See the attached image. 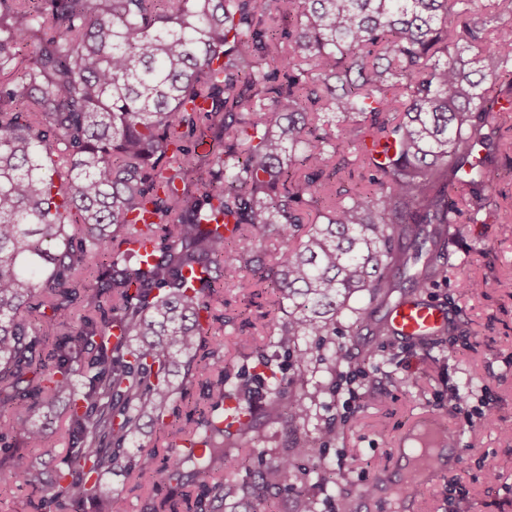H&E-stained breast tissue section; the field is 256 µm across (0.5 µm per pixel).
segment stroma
Listing matches in <instances>:
<instances>
[{
  "instance_id": "35a3bbf8",
  "label": "stroma",
  "mask_w": 512,
  "mask_h": 512,
  "mask_svg": "<svg viewBox=\"0 0 512 512\" xmlns=\"http://www.w3.org/2000/svg\"><path fill=\"white\" fill-rule=\"evenodd\" d=\"M499 125L502 146L487 164L499 211L476 224L468 214L459 216L460 233L448 245V278L424 291L452 312L451 329L409 343L365 329L353 334L340 317L335 335L308 337L311 346L337 349L336 369L353 374L354 390L333 392L332 376L318 371L316 378L327 390L313 405L306 429L312 451L296 458L292 477L258 503V512H293L301 492L321 500L335 496L336 512H393L403 482L395 473L393 451L414 420L424 415L440 418L460 436L455 452L464 463L458 471L434 467L419 492L405 497L403 512H450L458 497L469 500L471 512H512V289L500 285L512 279V227L498 218L499 212L512 211V114L502 116ZM241 276L249 289L225 285L211 310L213 328L224 339V367L231 373L268 347L267 316L279 297L252 267H245ZM467 277L484 281L479 294L462 289ZM208 378V373L196 371L186 397L174 398L167 407L174 434L141 436L144 450L166 457L168 445L178 441L177 429L192 426L194 403ZM329 424L336 430L330 438L324 435ZM287 433L282 422L269 427L264 445L240 441L244 466L239 478L264 467L268 449L282 447ZM488 455L501 463V479L495 484L483 475ZM323 463L332 471L333 486L316 484L315 468ZM105 480L124 500L125 512H154L164 497L197 493L201 483L193 477L181 488L164 480L152 485L126 468L110 472Z\"/></svg>"
}]
</instances>
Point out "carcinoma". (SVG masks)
Segmentation results:
<instances>
[{
  "mask_svg": "<svg viewBox=\"0 0 512 512\" xmlns=\"http://www.w3.org/2000/svg\"><path fill=\"white\" fill-rule=\"evenodd\" d=\"M500 112L512 0H0V486L124 512L103 476L143 418L165 432L180 356L184 379L211 359L215 381L165 480L237 473L234 440L262 442L285 396L305 426L323 390L311 365L336 355L300 340L336 335L347 312L388 336L374 313L394 292L448 279L458 203L473 219L495 203ZM352 165L364 185L345 188ZM269 224L266 277L287 302L272 325L299 361L286 391L262 351L230 382L207 339L206 297L246 287L240 263ZM61 396L65 454L47 473L12 438L46 446L36 413ZM311 448L297 435L250 479L201 484L186 512H257Z\"/></svg>",
  "mask_w": 512,
  "mask_h": 512,
  "instance_id": "obj_1",
  "label": "carcinoma"
}]
</instances>
